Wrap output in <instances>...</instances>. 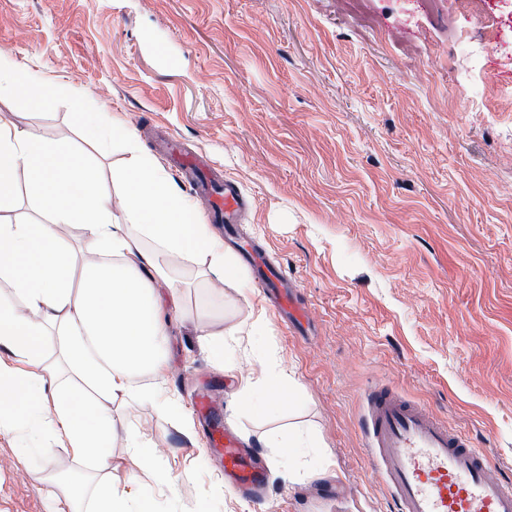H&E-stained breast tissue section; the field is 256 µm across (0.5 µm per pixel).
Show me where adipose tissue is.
I'll list each match as a JSON object with an SVG mask.
<instances>
[{
	"instance_id": "ef3b65f1",
	"label": "adipose tissue",
	"mask_w": 512,
	"mask_h": 512,
	"mask_svg": "<svg viewBox=\"0 0 512 512\" xmlns=\"http://www.w3.org/2000/svg\"><path fill=\"white\" fill-rule=\"evenodd\" d=\"M59 83L23 71L0 51V97L28 89L38 108L48 107ZM131 163L114 169L121 188L114 204L96 167L56 140L20 127L0 113V345L30 361L59 350L64 378L18 373L0 363V430L27 440L48 431L67 440L74 456L92 464L82 502L72 507L63 481L51 476L56 512H153L154 495L175 498L169 467L147 450L120 414L88 395L89 390L129 402L150 403L163 415L181 413L163 385L143 390L135 374L166 368L171 313L180 292L171 286L167 257L204 258L206 272L234 281L239 272L224 253V240L202 223L164 169L126 136ZM48 212L45 221L10 216L19 183ZM78 227L79 244L63 229ZM123 438L129 455L153 475V490L135 482L114 484L110 448Z\"/></svg>"
}]
</instances>
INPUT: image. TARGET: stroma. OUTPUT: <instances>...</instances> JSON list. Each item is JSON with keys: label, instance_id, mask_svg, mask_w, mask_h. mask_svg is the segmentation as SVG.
<instances>
[{"label": "stroma", "instance_id": "35a3bbf8", "mask_svg": "<svg viewBox=\"0 0 512 512\" xmlns=\"http://www.w3.org/2000/svg\"><path fill=\"white\" fill-rule=\"evenodd\" d=\"M0 0V49L64 77L45 110L0 103L23 128L91 156L104 184L129 156L89 141L76 108L119 118L188 187L168 137L252 200L241 232L298 284L294 334L249 271L219 285L171 258L183 294L160 380L181 418L122 404L171 466L185 507L208 512H395L366 459L363 394L379 382L429 407L512 475V0ZM223 332L239 372L213 363ZM272 362L292 396L237 402L240 374ZM264 461L263 441L301 427L296 476L268 470L263 503L225 488L192 399L202 389ZM21 457L0 431V512H51L52 433Z\"/></svg>", "mask_w": 512, "mask_h": 512}]
</instances>
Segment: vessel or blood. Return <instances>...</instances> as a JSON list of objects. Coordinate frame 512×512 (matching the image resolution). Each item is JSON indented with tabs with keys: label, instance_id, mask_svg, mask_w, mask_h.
<instances>
[{
	"label": "vessel or blood",
	"instance_id": "vessel-or-blood-1",
	"mask_svg": "<svg viewBox=\"0 0 512 512\" xmlns=\"http://www.w3.org/2000/svg\"><path fill=\"white\" fill-rule=\"evenodd\" d=\"M167 152L190 175L213 221L230 228L240 223L247 200L235 181L207 170L177 139L168 141ZM245 257L275 313L289 329L300 331L308 315L297 302V283L266 250L249 246ZM194 408L209 422L207 444L219 456L230 487L258 497L265 483L263 466L241 448L207 397H197ZM362 427L368 462L382 476L398 512H512V480L494 475L488 454L424 404L389 386L371 385Z\"/></svg>",
	"mask_w": 512,
	"mask_h": 512
}]
</instances>
